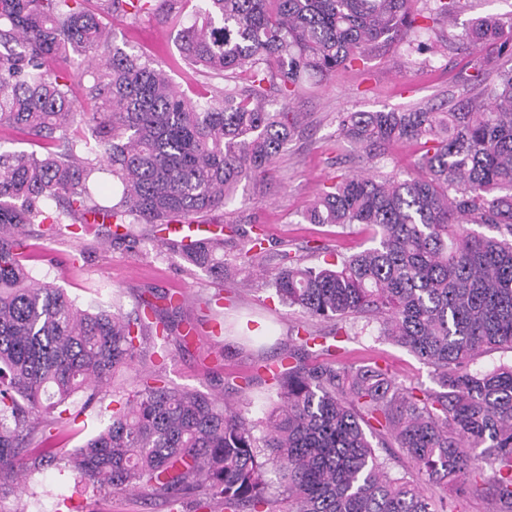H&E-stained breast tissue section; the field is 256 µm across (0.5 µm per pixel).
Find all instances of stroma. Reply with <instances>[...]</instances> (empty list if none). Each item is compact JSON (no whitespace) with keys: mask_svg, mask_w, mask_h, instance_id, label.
I'll list each match as a JSON object with an SVG mask.
<instances>
[{"mask_svg":"<svg viewBox=\"0 0 512 512\" xmlns=\"http://www.w3.org/2000/svg\"><path fill=\"white\" fill-rule=\"evenodd\" d=\"M512 13V0H468L456 20L442 26L452 40L443 55L423 62L421 56L376 55L366 63L339 70L331 81H309L289 103L300 113L298 135L276 158L263 190L241 184L235 202L211 212L209 225H232L240 234L264 230L268 253L261 264L273 266L276 252L287 249L309 263L323 264L326 251L350 253L370 246V235L361 226L341 229L310 224L304 218L308 205L336 176L363 169L378 176L407 174L413 170L416 148L408 142L392 144L382 158L368 160L365 154L339 134L341 114L357 111L404 110L413 107L447 108L450 99L465 96L464 78L472 73L474 59L460 38L462 26L471 18ZM183 16L175 25L157 17L120 18L112 25L121 47L146 54L172 77L175 87L190 97L206 93L208 80L190 70L177 50L179 27L190 24ZM143 239L137 245L103 244L92 234L69 230L50 239L37 240L29 251V266L36 278L55 282L80 304L110 305L120 300L131 310L139 298L150 294L185 292L187 300L173 314L175 330L168 339L148 342L146 360L163 354L162 377L173 387L218 396L246 417L259 412L268 386L260 369L261 359L292 348L288 328L299 318L292 308L274 298L260 276L239 272L216 282L208 273L187 264L179 256L160 249L149 225L140 224ZM213 312L229 324L219 337L205 335L195 340L183 337L186 322ZM350 338L343 341L336 358L341 362H375L398 381L433 387L430 368L405 348L382 339L376 327L362 321L347 323ZM218 351L216 364L205 365L211 351ZM131 373H123L104 388L94 407L84 405L78 394L68 403L66 430L58 437L60 447L80 443L75 431L107 424L113 403L126 399L133 389ZM44 491L26 498L27 512H168L160 502L136 494H110L76 484L74 475L51 467L40 477Z\"/></svg>","mask_w":512,"mask_h":512,"instance_id":"stroma-1","label":"stroma"}]
</instances>
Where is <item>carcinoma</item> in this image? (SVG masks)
Wrapping results in <instances>:
<instances>
[{
  "label": "carcinoma",
  "instance_id": "carcinoma-1",
  "mask_svg": "<svg viewBox=\"0 0 512 512\" xmlns=\"http://www.w3.org/2000/svg\"><path fill=\"white\" fill-rule=\"evenodd\" d=\"M188 0H0V128L44 142L45 151L0 146V473L27 476L63 466L112 493L143 492L180 512L218 501L224 512H448V487L481 491L482 463L495 464L493 512H512V362L473 371L487 348L512 351V69L480 66L481 93L448 110L346 112L340 133L368 159L414 142L415 173L345 174L317 195L310 224L372 230V246L309 266L287 252L265 283L303 320L298 348L265 365L263 417L249 420L213 396L169 386L143 370L110 423L68 455L54 448L71 396L112 385L141 356L145 337L172 324L142 299L83 308L66 289L24 264L35 225L51 238L97 226L136 243L133 226L200 224L239 185L266 178L300 128L285 101L307 77L402 44L436 47L423 34L459 14L466 0H199L180 34L183 60L216 93L191 100L152 62L111 41L104 20L181 13ZM462 38L476 55H512V15L474 18ZM96 64L85 87L45 63L61 55ZM283 104L270 109L272 98ZM53 201L56 209H47ZM476 224L491 235L470 228ZM160 240L216 280L224 245ZM263 233L240 243L251 266ZM433 369L436 387L392 378L378 365L336 360L347 320ZM334 322L330 333L311 327ZM413 473L393 477L387 458Z\"/></svg>",
  "mask_w": 512,
  "mask_h": 512
}]
</instances>
